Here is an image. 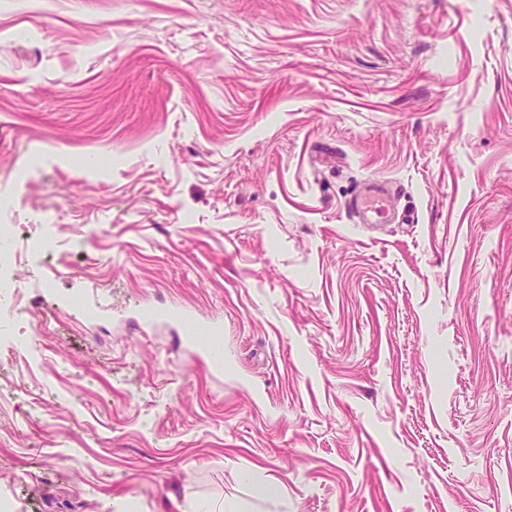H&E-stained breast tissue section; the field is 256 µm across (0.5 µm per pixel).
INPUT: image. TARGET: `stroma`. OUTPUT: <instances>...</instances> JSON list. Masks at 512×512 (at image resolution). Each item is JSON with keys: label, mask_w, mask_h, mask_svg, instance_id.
<instances>
[{"label": "stroma", "mask_w": 512, "mask_h": 512, "mask_svg": "<svg viewBox=\"0 0 512 512\" xmlns=\"http://www.w3.org/2000/svg\"><path fill=\"white\" fill-rule=\"evenodd\" d=\"M0 228L23 512H512V0H0ZM165 314L168 317L180 322L184 328L190 333L191 336L188 338V345L194 350L206 351V347L199 343L198 336L200 335L199 329L200 325L196 322L190 320L187 313L182 311H167L162 312L159 310H151L144 314L145 320H150L156 314Z\"/></svg>", "instance_id": "obj_1"}]
</instances>
